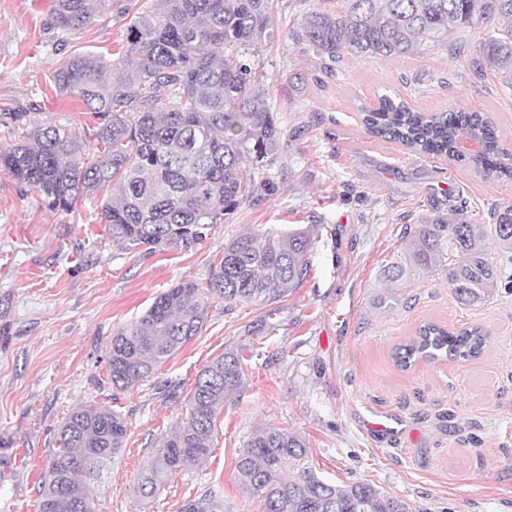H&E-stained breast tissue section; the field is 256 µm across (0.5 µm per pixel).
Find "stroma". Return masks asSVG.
I'll return each instance as SVG.
<instances>
[{"mask_svg": "<svg viewBox=\"0 0 512 512\" xmlns=\"http://www.w3.org/2000/svg\"><path fill=\"white\" fill-rule=\"evenodd\" d=\"M50 4L0 0V146L51 122L71 129L91 158L96 120L56 91L52 75L77 54L123 56L128 25L154 0H103L75 30L53 25ZM342 7L343 0H273L280 35L253 63L265 72L260 89L276 112L281 146L255 176V199L201 245L122 250L98 218L101 195L54 211L0 169V512H38L58 428L89 403L112 406L128 423L95 512H180L204 494L222 500L224 512H262L235 460L269 427L299 432L323 479L375 484L412 512H512V290L464 306L439 272L398 289L396 309L376 306L381 269L400 254L405 225L454 207L488 223L491 208L512 205V179L377 138L362 123L364 110L385 97L420 112H481L512 152V89L497 72L477 70L483 32L473 28L452 30L447 43L406 59L322 60L294 32L310 12ZM14 112L24 113L22 125L13 124ZM296 224L314 228L311 268L275 314L262 306L228 312L213 299L199 336L133 388L113 387V330L176 283L207 281L225 241ZM427 322L479 327L489 342L470 361L397 365L395 347ZM233 348L250 357L208 459L140 499L136 478L155 443L185 419L197 372Z\"/></svg>", "mask_w": 512, "mask_h": 512, "instance_id": "35a3bbf8", "label": "stroma"}]
</instances>
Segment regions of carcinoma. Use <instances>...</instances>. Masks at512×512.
I'll return each instance as SVG.
<instances>
[{"mask_svg": "<svg viewBox=\"0 0 512 512\" xmlns=\"http://www.w3.org/2000/svg\"><path fill=\"white\" fill-rule=\"evenodd\" d=\"M103 0H54L51 18L63 30L87 25ZM340 14L313 11L301 37L323 58H405L448 38L449 27L481 28V65L512 87V0H344ZM272 0H155L126 30L129 55H74L53 74L59 94L75 96L95 114L101 159L81 155L72 131L44 123L18 142L0 147V169L37 189L47 205L70 211L79 197L106 187L100 220L112 243L150 252L190 248L222 224L257 185L249 171L267 167L281 131L260 94L263 76L241 60L274 40ZM373 135L423 154L507 171L512 154L500 147L493 123L481 112H415L389 98L363 114ZM475 141L460 156L458 143ZM476 224L464 210L431 213L407 231L404 250L384 266L395 283L446 272L454 299L478 306L501 284L498 259L512 262V206ZM314 248L308 227L247 233L224 243V254L205 283L186 281L159 294L134 323L112 332L107 371L126 390L155 373L199 335L212 299L224 308L269 306L304 282ZM460 261L448 264L452 256ZM488 336L479 327L449 332L420 327L418 339L395 349L406 367L420 353L470 361ZM243 351L228 350L198 371L187 421L152 449L137 478L143 498L157 494L170 475L206 461L218 416L244 379ZM127 421L106 405L71 410L59 426L38 488L39 512H94L98 479L124 448ZM242 484L262 498L263 512H411L408 502L368 482L332 484L310 466L305 440L285 428L256 433L238 449ZM182 512H224L211 495Z\"/></svg>", "mask_w": 512, "mask_h": 512, "instance_id": "cac0c4a2", "label": "carcinoma"}]
</instances>
